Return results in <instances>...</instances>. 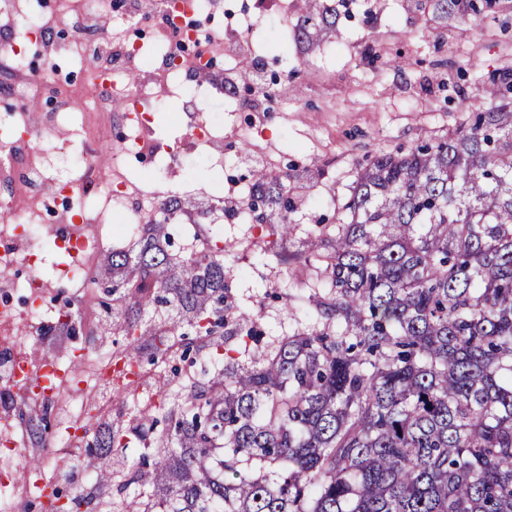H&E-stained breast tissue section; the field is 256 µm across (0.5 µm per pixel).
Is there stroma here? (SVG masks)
I'll list each match as a JSON object with an SVG mask.
<instances>
[{
  "instance_id": "obj_1",
  "label": "stroma",
  "mask_w": 512,
  "mask_h": 512,
  "mask_svg": "<svg viewBox=\"0 0 512 512\" xmlns=\"http://www.w3.org/2000/svg\"><path fill=\"white\" fill-rule=\"evenodd\" d=\"M153 2L142 0L131 11L113 0L105 11L106 28L122 49L154 47L162 21ZM317 3L339 6L338 0ZM339 8L334 28L308 44L295 37L305 0H215L214 8L204 11L199 33L201 50L216 59L214 72L197 75L188 88L164 79L159 65L136 63L139 76L156 86L159 105L143 133L146 151L127 156L111 175L142 197L160 191L195 205L216 196L238 198L239 212L224 215L211 234L224 242L235 309L255 316L265 349L307 326L310 291L301 257L309 247L324 251L320 227L333 221L360 165L377 152L407 149L452 130L467 118L461 102L479 107L480 82L492 72L512 69V0H501L477 28L456 23L425 29L423 17L409 12L405 0H348ZM28 15L50 22L55 31L48 54L31 49L27 39L17 41L29 73L46 80L32 94H0V117L44 129L43 141L33 147L55 179L74 171L82 156L119 152L128 128L108 109L88 104L82 114L48 124L62 101L87 103L97 65L80 61L71 50L70 0H0V34L12 20ZM217 35L231 46L230 54L221 55L213 45ZM397 55L411 57V64L389 66ZM217 73L234 78V92L217 94ZM201 117L210 119L218 133L210 143L194 146L192 125ZM288 165L294 169L299 225L292 236L273 241L259 223L243 222L240 212L248 207L247 185L255 169L275 174ZM44 196L37 230L43 261L37 273L52 281L63 202L52 186L45 187ZM83 217L91 228L112 232L93 270L94 278L109 277L113 249L131 247L135 237L115 222L104 199L86 202ZM273 249L294 256V263L275 265L269 257ZM106 302L93 286L85 298H74L73 312L81 323L74 333L56 327L59 304L47 294L39 315L51 333L32 336L20 326L10 339L31 360L47 357L77 374L68 393L47 409L48 438L65 435L70 415L96 422L103 404L111 408L113 422L123 426L161 417L164 408L214 371L216 348L205 341L195 342L193 363H181L185 326L176 313L124 300L121 308L128 317L166 324L164 336L133 338L113 326ZM84 446L77 440L58 460L42 448L19 455L0 446V473L10 475L0 483V512H42L39 487L57 483L66 496L87 498L88 512H142L154 500L161 481L152 467L160 458L156 447L134 438L128 447L99 452L91 460Z\"/></svg>"
}]
</instances>
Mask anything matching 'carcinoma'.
Masks as SVG:
<instances>
[{
	"label": "carcinoma",
	"instance_id": "obj_1",
	"mask_svg": "<svg viewBox=\"0 0 512 512\" xmlns=\"http://www.w3.org/2000/svg\"><path fill=\"white\" fill-rule=\"evenodd\" d=\"M448 25L496 0H406ZM312 4L299 36L335 24ZM485 107L451 133L360 167L326 251L307 258L313 323L263 362L225 350L217 376L170 408L178 487L160 512H512V70L477 89ZM290 175L256 171L248 209L271 234L295 228ZM223 198L171 196L112 252L107 292L186 316L196 336L254 342L229 316L224 241L200 233ZM187 254L164 228L186 214ZM114 424L92 438L119 447Z\"/></svg>",
	"mask_w": 512,
	"mask_h": 512
}]
</instances>
